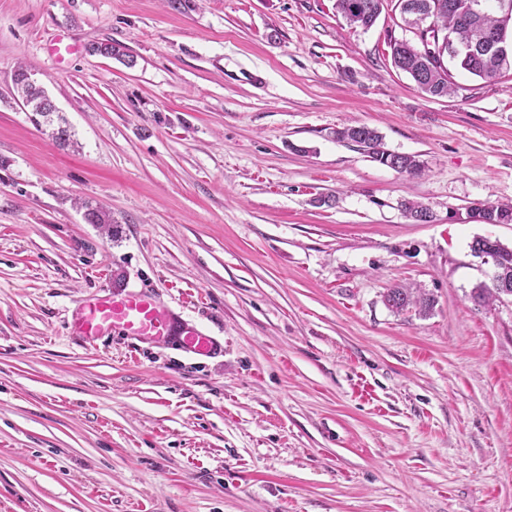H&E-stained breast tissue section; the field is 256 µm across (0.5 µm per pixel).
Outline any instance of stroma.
I'll list each match as a JSON object with an SVG mask.
<instances>
[{"mask_svg":"<svg viewBox=\"0 0 512 512\" xmlns=\"http://www.w3.org/2000/svg\"><path fill=\"white\" fill-rule=\"evenodd\" d=\"M391 36L415 38L398 10L355 29L336 0H0V512H512V297H470L471 242L512 224L468 215L512 204V78L427 97ZM21 64L74 145L30 122ZM351 124L424 174L333 138ZM397 284L430 316L390 309ZM101 285L223 353L81 342ZM89 51L93 55H100L118 60L128 67L134 66L135 64L134 57L126 52L123 45L117 42L109 40L96 42L91 44ZM385 303L392 310L401 313L410 308L415 309L419 316H428L434 307V298L420 288L395 286L385 294Z\"/></svg>","mask_w":512,"mask_h":512,"instance_id":"35a3bbf8","label":"stroma"}]
</instances>
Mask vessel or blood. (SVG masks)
Returning <instances> with one entry per match:
<instances>
[{
  "instance_id": "obj_1",
  "label": "vessel or blood",
  "mask_w": 512,
  "mask_h": 512,
  "mask_svg": "<svg viewBox=\"0 0 512 512\" xmlns=\"http://www.w3.org/2000/svg\"><path fill=\"white\" fill-rule=\"evenodd\" d=\"M72 330L90 344L119 332L134 339H173L183 348L203 355L215 348L210 336L193 327H177L172 318L143 293L96 291L80 301Z\"/></svg>"
}]
</instances>
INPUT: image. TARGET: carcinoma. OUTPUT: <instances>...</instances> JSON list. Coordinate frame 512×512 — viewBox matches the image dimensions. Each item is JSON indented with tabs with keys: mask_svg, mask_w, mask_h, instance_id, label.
<instances>
[{
	"mask_svg": "<svg viewBox=\"0 0 512 512\" xmlns=\"http://www.w3.org/2000/svg\"><path fill=\"white\" fill-rule=\"evenodd\" d=\"M473 0H400L397 8L404 19L413 17L417 10L432 9V19L437 31L451 37L456 43L470 48V52L459 55L455 66L462 72L482 79H497L512 72V62L503 63L492 53L477 49L481 43V33L489 31L497 38L512 42V33L508 25L512 22V0L508 7L492 11L486 10L481 16L472 18L468 4ZM388 0H337L336 11L349 25L359 22L363 28L372 27L381 15ZM387 45L390 49L392 65L411 76L418 89L431 97H444L457 92L459 85L453 73L443 67L439 58L430 55L427 44L421 46L404 45L396 38H389ZM90 53L113 58L132 67L135 60L126 52L125 47L109 40L91 44ZM26 69L18 67L14 73V84L21 97L28 99L26 108L31 112L30 121L37 129L42 126L52 128L51 138L61 147L71 143V131L66 121L59 113L41 111V103L29 92L23 76ZM336 140L354 144L364 151L373 161L385 166L394 161L410 176H420L424 171L423 164L415 155H393L383 149L382 137L379 133L365 125H351L333 132ZM484 224H512V205L487 204L480 209ZM471 253L483 264L492 266L489 282H483L473 288L472 301L478 306H490L505 296L499 288L501 281L512 283V248L501 244L500 241L488 243L481 237L473 239L470 245ZM385 303L392 310L401 313L409 309L418 315L428 316L434 307V298L420 288L395 286L385 294Z\"/></svg>",
	"mask_w": 512,
	"mask_h": 512,
	"instance_id": "1",
	"label": "carcinoma"
}]
</instances>
